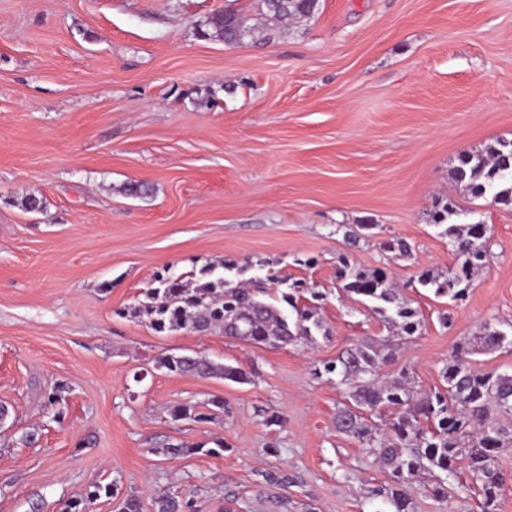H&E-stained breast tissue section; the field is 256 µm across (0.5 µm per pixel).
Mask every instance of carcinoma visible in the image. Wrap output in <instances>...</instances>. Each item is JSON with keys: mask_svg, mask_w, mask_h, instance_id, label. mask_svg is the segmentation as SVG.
Instances as JSON below:
<instances>
[{"mask_svg": "<svg viewBox=\"0 0 512 512\" xmlns=\"http://www.w3.org/2000/svg\"><path fill=\"white\" fill-rule=\"evenodd\" d=\"M269 16L275 19H301L312 15L318 0H261ZM210 36L227 44L245 41L253 28L248 19L234 10L217 14L208 21ZM512 154V140H501L483 152L460 155L455 179L466 185L477 198H491L495 205L512 206V166L506 157ZM460 215L448 201L434 211L432 221L444 227L449 239L452 263L444 271L425 269L419 283L437 298L463 302L475 273L488 267L486 248L489 230L479 224L466 227L448 223ZM253 264L224 260L223 268L239 280L224 276L187 287L179 277L157 276L144 292L135 313L147 318L157 332L188 328L215 331L250 345L283 347L315 341V335L327 336L318 308L300 303L306 291L298 280L289 281L274 274L240 279ZM336 279L340 291L357 297L369 313L378 317L390 335L365 340L344 350L335 360L324 364L318 375H336V386L347 389L350 403L337 409L336 432L366 449L386 473L389 481L372 490L391 512H411L407 487L426 473L432 479L433 496L448 498V478L457 464L466 462L472 488L482 497V512H496L497 500L512 481V472L498 460L504 448L512 447V374L475 369L468 356L475 353L512 349V335L486 325L475 342H461L441 367L440 389L421 391L406 369L382 378L398 347L420 332L419 311L399 300L398 288L382 269L364 270L354 265L345 253L338 254ZM155 368L201 378L219 377L234 383H247L250 376L240 366L218 364L197 354H171L160 357ZM45 405L53 419L65 417L60 391L47 395ZM209 413L198 404L183 403L171 409L177 419H215L224 412V399L212 397L204 402ZM390 418L382 419V412ZM117 497L113 484L95 483L64 512H90L101 497ZM155 512H197L192 497L180 491L165 490L154 499Z\"/></svg>", "mask_w": 512, "mask_h": 512, "instance_id": "1", "label": "carcinoma"}]
</instances>
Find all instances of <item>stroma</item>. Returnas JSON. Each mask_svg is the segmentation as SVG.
<instances>
[{
    "label": "stroma",
    "instance_id": "obj_1",
    "mask_svg": "<svg viewBox=\"0 0 512 512\" xmlns=\"http://www.w3.org/2000/svg\"><path fill=\"white\" fill-rule=\"evenodd\" d=\"M231 7L259 28L240 45L205 34ZM499 138L512 139V0H318L282 23L261 0H0V512H62L111 482L117 498L93 512L126 495L153 512L166 489L201 512L231 494L249 512H279L284 494L290 512H381L367 492L387 476L337 434L343 390L315 374L386 333L340 297L336 257L390 270L423 326L389 370L439 385L458 342L512 327V207L453 176ZM31 196L42 211L25 210ZM448 200L490 229L489 267L458 304L416 284L452 261L430 220ZM359 224L376 233L347 248ZM397 239L410 255L383 250ZM225 259L323 293L327 337L269 348L135 315L157 274L196 279ZM192 352L249 383L154 367ZM56 390L60 423L44 404ZM214 396L216 420L170 414ZM269 411L284 424L266 426ZM218 437L224 453L205 454ZM167 443L199 451L171 458ZM274 467L288 490L262 485ZM467 479L445 499L413 485V512H481Z\"/></svg>",
    "mask_w": 512,
    "mask_h": 512
}]
</instances>
